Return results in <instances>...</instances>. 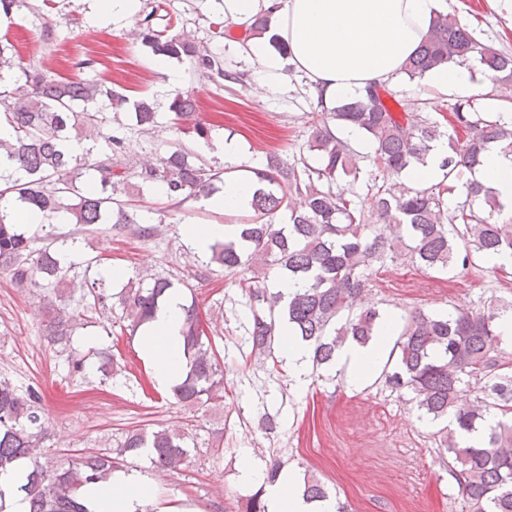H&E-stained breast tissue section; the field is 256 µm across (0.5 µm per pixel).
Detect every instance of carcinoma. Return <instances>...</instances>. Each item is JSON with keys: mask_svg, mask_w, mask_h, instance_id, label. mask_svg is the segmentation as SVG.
<instances>
[{"mask_svg": "<svg viewBox=\"0 0 512 512\" xmlns=\"http://www.w3.org/2000/svg\"><path fill=\"white\" fill-rule=\"evenodd\" d=\"M153 16L151 11L137 19L132 31L153 54L185 59L212 82H243L242 73L224 69L223 58L173 34L178 17H169L159 29ZM267 25L268 16L255 17L241 43L263 35ZM471 61L492 74L502 107L511 106L512 55L478 39L452 15L436 17L404 74L414 80L433 66ZM15 68L24 81L10 79L9 71ZM377 88L369 85L357 97L324 107L312 118L308 151L315 153L314 163H290L269 154L265 168L252 169L264 188L251 200L250 214L237 225L235 238L209 247V262L242 275L238 286L250 300L253 346L268 356L283 323L309 343L316 366L333 362L348 340L368 343L377 334L380 313L374 307L355 306L374 265L387 257L407 255L425 269L450 271L471 264L475 253L512 256V224L497 219L502 205L491 189L474 181L463 184L464 200L451 211L444 200L454 189L450 182L461 169L480 164L490 144L512 154V119L501 112H481L471 103L459 104L452 107L451 131L445 132L430 118L406 112L399 119L374 94ZM128 106L141 130L156 126L158 112L152 103L132 102L103 82L57 79L25 64L13 43L0 40V124L10 128V139H0V151L23 171L19 178L0 173V272L16 284L56 290L66 282L69 266L63 252L48 244L37 246L53 237L50 227L61 215L70 224H137L139 233H153L119 195L132 179L161 186L172 200L187 192L211 195L224 184V169L191 160L181 144L157 164L134 171L112 161L123 152L124 137L111 131L105 136L109 155L98 154L93 145L79 153L69 150L68 145L81 143V137L92 139L112 126ZM194 110L192 95L176 94L169 104L171 124L179 133L205 140V125H181ZM333 124L338 129L358 127L372 149L381 179L371 186V208L380 225L368 223L363 205L350 190L360 178L359 154L333 132ZM444 137L448 154L440 164L445 170L442 180L423 189L404 184L393 188L390 181L425 163L432 144ZM16 202L41 217L44 235L20 230L11 213ZM282 214L288 215V223H277ZM255 263L301 280L306 288L285 303L266 277L247 276ZM171 287L170 281L155 278L121 289L122 315L132 329L154 317ZM47 308V337L53 343L69 341L72 318L50 303ZM508 309L512 304L491 302L482 310L458 308L448 315L411 313L396 342V365L385 373L386 384L410 392L423 415L448 420L443 427L445 451L463 497V512H512V371L490 355L499 339L498 319ZM183 338L186 374L172 394L179 403L203 407L223 397L224 370L193 304L184 308ZM473 389L481 396L464 401ZM45 429L38 390H21L0 380V473L22 459L31 462L27 482L19 487L29 499L30 512H88L80 489L107 479L119 461L143 448L150 449L153 466L165 469L177 468L190 455L185 436L175 430L149 435L132 430L114 456L89 455L48 470L37 461Z\"/></svg>", "mask_w": 512, "mask_h": 512, "instance_id": "carcinoma-1", "label": "carcinoma"}]
</instances>
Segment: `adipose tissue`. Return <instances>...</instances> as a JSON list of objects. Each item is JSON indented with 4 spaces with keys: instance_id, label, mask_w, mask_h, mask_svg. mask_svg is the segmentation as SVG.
Segmentation results:
<instances>
[{
    "instance_id": "ef3b65f1",
    "label": "adipose tissue",
    "mask_w": 512,
    "mask_h": 512,
    "mask_svg": "<svg viewBox=\"0 0 512 512\" xmlns=\"http://www.w3.org/2000/svg\"><path fill=\"white\" fill-rule=\"evenodd\" d=\"M442 0H224V16L248 22L257 12L270 17L267 33L245 48L259 66L263 87L275 90L289 72L302 74L310 91L325 106L358 96L366 86L384 84L401 73L419 49ZM427 86L462 96L487 95L493 90L482 67L439 66L425 75ZM465 180L494 191L502 203L501 219L512 218V158L499 149L486 152L483 162L465 171ZM258 183L243 176L224 182L222 194L207 198L210 208L235 215L247 210ZM183 305L180 290H170L153 320L139 336L143 355L153 368L158 389H172L184 374ZM395 332L385 318L367 346L347 342L336 361L348 365L355 382L377 368ZM144 482L139 472L113 471L104 483L87 485L83 498L89 512H140ZM267 512H333L329 501L307 499L301 480L288 472L270 486Z\"/></svg>"
}]
</instances>
